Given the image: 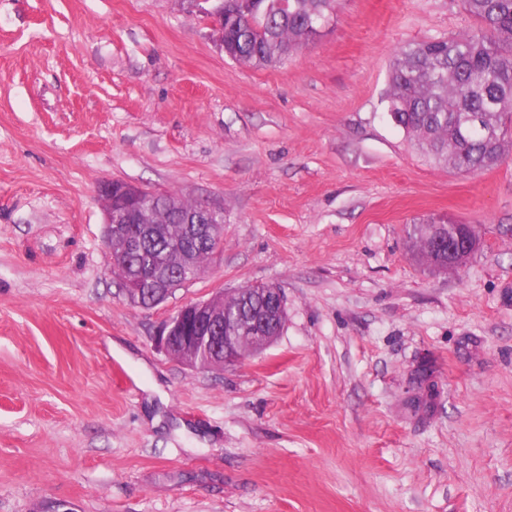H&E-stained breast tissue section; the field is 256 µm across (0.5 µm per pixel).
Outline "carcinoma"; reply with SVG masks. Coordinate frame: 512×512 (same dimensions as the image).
Wrapping results in <instances>:
<instances>
[{
    "label": "carcinoma",
    "instance_id": "cac0c4a2",
    "mask_svg": "<svg viewBox=\"0 0 512 512\" xmlns=\"http://www.w3.org/2000/svg\"><path fill=\"white\" fill-rule=\"evenodd\" d=\"M224 44L232 59L256 69L283 65L321 35L337 0H223ZM477 27L455 37L409 41L391 65L392 121L437 162L464 174L498 164L512 130V0H463ZM429 218L411 225L416 257L428 256ZM262 306L249 288L230 297L225 314Z\"/></svg>",
    "mask_w": 512,
    "mask_h": 512
}]
</instances>
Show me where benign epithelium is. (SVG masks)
Instances as JSON below:
<instances>
[{"instance_id": "benign-epithelium-1", "label": "benign epithelium", "mask_w": 512, "mask_h": 512, "mask_svg": "<svg viewBox=\"0 0 512 512\" xmlns=\"http://www.w3.org/2000/svg\"><path fill=\"white\" fill-rule=\"evenodd\" d=\"M213 18L215 40L219 48H224V7L218 4L208 12ZM146 192L135 184L111 180L100 186V195L104 201V231L110 253V265L116 266L115 256L126 259L125 274L119 277L122 292L131 302L142 307H154L165 302L179 287L188 283L178 273L179 257L189 248H208L212 255L220 253L224 247V225L218 222L224 209L202 203L191 212L178 215L185 224V236L182 245L153 246L159 241L154 224L155 217L132 208V197ZM121 224H143L142 233L129 237L119 230ZM448 230V236L437 237L433 249L442 255V261L448 270L464 267L471 256L479 249L480 239L473 225L457 224L440 220ZM153 248L154 258L150 261L149 282L152 290L147 299L141 296L140 267H134L127 259L139 257ZM271 297L265 299L263 308L252 321L257 336L254 343L260 348L271 344L270 337L259 335L272 326L276 316L286 311L285 298L279 288L270 289ZM239 326L229 327L224 320V296L208 300L189 302L181 306L163 323L158 335V344L169 356L187 364L198 371L237 365L245 361V353L240 347V337L236 332ZM212 349L213 360L203 362L196 356L199 345Z\"/></svg>"}]
</instances>
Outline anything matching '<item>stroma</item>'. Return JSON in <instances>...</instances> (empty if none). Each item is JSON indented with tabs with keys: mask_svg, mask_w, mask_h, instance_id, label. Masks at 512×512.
Returning a JSON list of instances; mask_svg holds the SVG:
<instances>
[{
	"mask_svg": "<svg viewBox=\"0 0 512 512\" xmlns=\"http://www.w3.org/2000/svg\"><path fill=\"white\" fill-rule=\"evenodd\" d=\"M475 26L340 0L256 69L193 0H0V512H512V143L460 175L385 101L400 46ZM110 179L224 209L222 254L155 308L110 268ZM429 215L481 238L459 274L414 259ZM257 283L288 318L245 364L156 347Z\"/></svg>",
	"mask_w": 512,
	"mask_h": 512,
	"instance_id": "1",
	"label": "stroma"
}]
</instances>
